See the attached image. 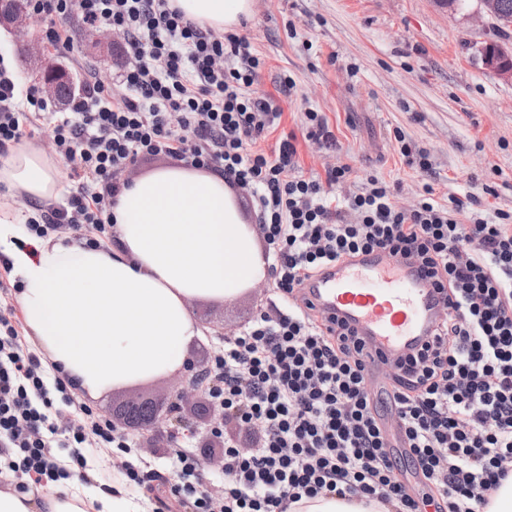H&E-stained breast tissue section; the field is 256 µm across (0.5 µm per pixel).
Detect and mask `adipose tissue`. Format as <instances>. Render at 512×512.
<instances>
[{"mask_svg":"<svg viewBox=\"0 0 512 512\" xmlns=\"http://www.w3.org/2000/svg\"><path fill=\"white\" fill-rule=\"evenodd\" d=\"M253 0H175L184 15L227 30ZM9 193L49 202L62 187L54 160L20 145L0 162ZM109 248L39 239L12 247L28 332L89 394L182 366L200 330L189 299L222 302L265 278L267 262L222 175L182 165L156 169L122 190ZM0 512H81L76 497L0 491Z\"/></svg>","mask_w":512,"mask_h":512,"instance_id":"adipose-tissue-1","label":"adipose tissue"}]
</instances>
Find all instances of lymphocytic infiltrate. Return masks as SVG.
<instances>
[{"label":"lymphocytic infiltrate","mask_w":512,"mask_h":512,"mask_svg":"<svg viewBox=\"0 0 512 512\" xmlns=\"http://www.w3.org/2000/svg\"><path fill=\"white\" fill-rule=\"evenodd\" d=\"M48 42L68 43L70 20L122 41L121 96L87 77L65 111L23 87L0 57V154L50 127L55 155L75 183L63 207H35L22 228L44 239L68 229L86 246L112 236L120 172L164 155L223 175L248 193L267 245L269 301L224 337L201 383L224 412L221 503L193 479L201 467L177 442L172 486L182 512H294L318 496L361 497L391 512H421L398 467L410 461L436 512H487L512 482V216L482 213L469 194L440 204L424 195L398 207L390 185L331 192L349 173L304 175L295 134H278L282 111L251 94L261 60L244 35L186 19L172 0H26ZM275 137L272 149L261 146ZM469 213L461 222L460 213ZM384 250L417 263L444 296L431 339L393 369L388 393L366 387L364 345L344 326L324 331L303 306V287L330 264ZM60 367L31 348L12 306H0V488L68 478L84 449L131 453L110 418L74 402ZM76 425L60 429V406ZM397 426L389 431L385 414ZM249 438L248 453L238 449ZM401 455H394V448Z\"/></svg>","instance_id":"obj_1"}]
</instances>
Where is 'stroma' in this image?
I'll return each mask as SVG.
<instances>
[{
  "instance_id": "35a3bbf8",
  "label": "stroma",
  "mask_w": 512,
  "mask_h": 512,
  "mask_svg": "<svg viewBox=\"0 0 512 512\" xmlns=\"http://www.w3.org/2000/svg\"><path fill=\"white\" fill-rule=\"evenodd\" d=\"M476 0L448 9L439 0H253L244 33L264 62L252 87L274 96L283 115L279 133H295L305 176L325 179L333 165L350 172L336 184L337 196L359 191L375 177L395 188V202L409 207L433 187L438 202L449 195H483L489 212L512 213V83L489 73L480 48L493 38L477 14ZM72 50L63 61L76 79L94 74L108 90H119V42L93 43V31L71 23ZM294 80L280 90L282 75ZM328 121L335 148L305 138L303 112ZM424 151L433 169L410 168L399 153L395 131ZM494 194L484 195L485 186ZM268 281H260L231 302L189 300L203 336L186 358L210 362L224 337L248 324L266 302ZM180 381L166 373L97 396L76 390L102 414L115 403L144 394L163 397ZM112 460L94 452L86 470L74 472L85 503L115 494L140 501L141 487L102 486Z\"/></svg>"
}]
</instances>
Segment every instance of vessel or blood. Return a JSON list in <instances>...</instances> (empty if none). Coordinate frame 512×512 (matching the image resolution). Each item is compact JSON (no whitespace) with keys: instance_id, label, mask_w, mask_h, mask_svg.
Instances as JSON below:
<instances>
[{"instance_id":"b4317fda","label":"vessel or blood","mask_w":512,"mask_h":512,"mask_svg":"<svg viewBox=\"0 0 512 512\" xmlns=\"http://www.w3.org/2000/svg\"><path fill=\"white\" fill-rule=\"evenodd\" d=\"M307 297L315 312L362 338L374 393L383 392L388 366L417 351L445 313L420 268L382 250L329 267L309 282Z\"/></svg>"}]
</instances>
